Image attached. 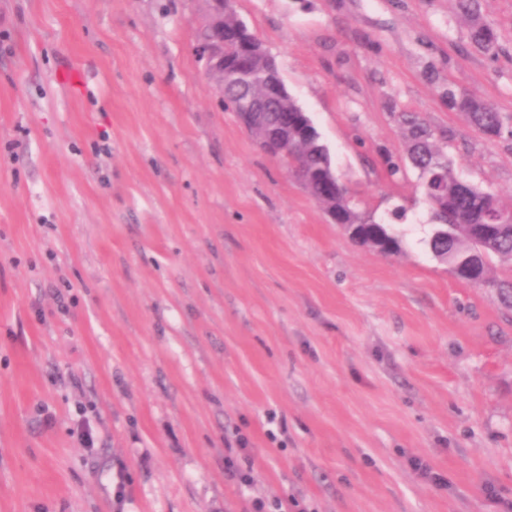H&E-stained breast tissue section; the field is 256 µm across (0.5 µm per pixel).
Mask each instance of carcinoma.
Segmentation results:
<instances>
[{"mask_svg":"<svg viewBox=\"0 0 512 512\" xmlns=\"http://www.w3.org/2000/svg\"><path fill=\"white\" fill-rule=\"evenodd\" d=\"M460 15L468 22L467 39L477 50L494 55L499 50V38L494 28L481 15L480 0H456ZM224 43L240 44L241 55L250 67L263 73H280L279 64L266 49L262 40L244 41L240 23L229 17L224 25ZM249 92L262 98L267 112V125L275 130L281 127L285 112H300L302 108L291 96L262 97V86L257 84ZM448 109L462 112L469 123L489 139L501 137L506 129L500 112L480 95L448 85L443 93ZM398 122L405 134V160L417 172L424 200L429 205L430 223L423 240L428 251L452 269L476 264L480 267L483 284L496 288L503 305L512 310V278L490 277L489 259H512V210L504 208L497 195L463 179L454 160L417 112H400ZM288 152L279 154L289 173L300 180V185L316 201L336 208L356 232H372L380 239L381 253L395 255L402 251L403 236L390 225L375 220L359 208L348 188L336 181V197H323L325 181L332 158L327 145L314 124L291 127L286 132ZM499 220L490 238L477 242L468 229L472 224H488Z\"/></svg>","mask_w":512,"mask_h":512,"instance_id":"1","label":"carcinoma"}]
</instances>
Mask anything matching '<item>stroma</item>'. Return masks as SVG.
I'll list each match as a JSON object with an SVG mask.
<instances>
[{"label": "stroma", "instance_id": "stroma-1", "mask_svg": "<svg viewBox=\"0 0 512 512\" xmlns=\"http://www.w3.org/2000/svg\"><path fill=\"white\" fill-rule=\"evenodd\" d=\"M205 10L0 0V512H512V313L432 256L416 172L383 165L417 112L512 208V136L442 96L512 126V0H482L493 56L454 0H236L397 256L224 110ZM240 434L245 490L224 474ZM443 96L450 110L464 113L469 123L487 138H499L506 129L501 113L480 95L450 85Z\"/></svg>", "mask_w": 512, "mask_h": 512}]
</instances>
